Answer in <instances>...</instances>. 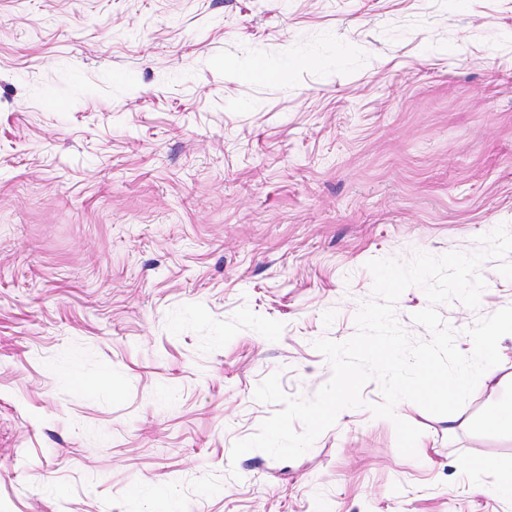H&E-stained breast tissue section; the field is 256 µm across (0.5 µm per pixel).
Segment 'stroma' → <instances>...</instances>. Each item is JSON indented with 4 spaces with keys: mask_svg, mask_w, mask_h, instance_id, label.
<instances>
[{
    "mask_svg": "<svg viewBox=\"0 0 512 512\" xmlns=\"http://www.w3.org/2000/svg\"><path fill=\"white\" fill-rule=\"evenodd\" d=\"M502 224L512 0H0V512H512L510 336L456 422L396 405L417 457L375 381L298 459L231 457L266 377L329 382L368 261ZM480 273L438 307L465 354L512 305ZM488 427L512 431V399L500 401L487 417Z\"/></svg>",
    "mask_w": 512,
    "mask_h": 512,
    "instance_id": "35a3bbf8",
    "label": "stroma"
}]
</instances>
